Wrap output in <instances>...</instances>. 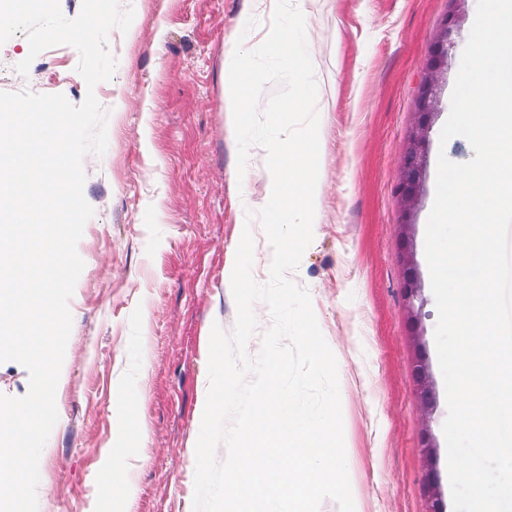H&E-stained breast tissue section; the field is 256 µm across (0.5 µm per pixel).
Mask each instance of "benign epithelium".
<instances>
[{
	"label": "benign epithelium",
	"instance_id": "1",
	"mask_svg": "<svg viewBox=\"0 0 512 512\" xmlns=\"http://www.w3.org/2000/svg\"><path fill=\"white\" fill-rule=\"evenodd\" d=\"M461 13L457 12L446 20L439 40L428 61V74L423 83L418 100V122L409 142L400 157L397 191L404 204L405 213L411 214L418 204L423 188L426 170V145L431 117L438 106L439 80L447 66L448 51L461 33ZM404 291L408 301L409 318L413 328L419 326V308L415 302L421 299V281L413 258L412 250H407ZM422 401L429 405L433 401L432 385L424 365H419L416 373Z\"/></svg>",
	"mask_w": 512,
	"mask_h": 512
}]
</instances>
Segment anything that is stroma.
Segmentation results:
<instances>
[{"label":"stroma","instance_id":"1","mask_svg":"<svg viewBox=\"0 0 512 512\" xmlns=\"http://www.w3.org/2000/svg\"><path fill=\"white\" fill-rule=\"evenodd\" d=\"M128 32L112 31L113 77L88 90L78 52L61 45L29 58L26 32L0 45V92H94L108 113L107 147L84 160L94 214L77 244L84 269L69 307L58 422L42 451L38 512H192L202 380L213 325L232 333L227 273L243 230L252 275L266 282L267 238L247 219L264 195L266 151L252 146L245 174L224 112V54L260 45L266 0H121ZM317 83L318 224L293 280L311 296L337 360L344 445L357 512H451L444 380L425 229L439 154L474 153L440 131L476 13V0H305ZM462 12L430 128L412 249L423 288L419 328L403 294L398 163L418 118L420 87L440 28ZM31 59L27 75L16 66ZM425 363L434 401L424 407L414 369ZM124 459L125 496L104 493L109 456ZM438 477V494L426 483Z\"/></svg>","mask_w":512,"mask_h":512}]
</instances>
